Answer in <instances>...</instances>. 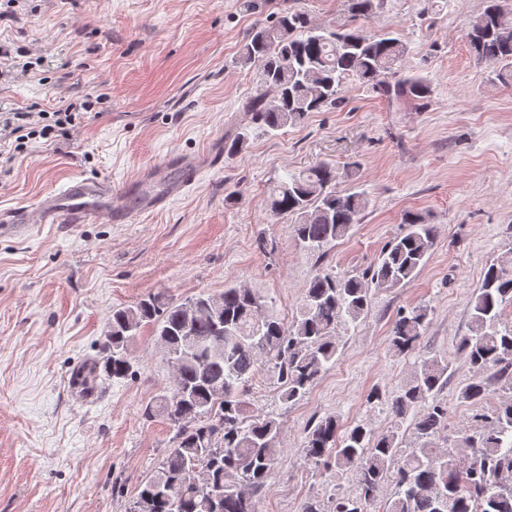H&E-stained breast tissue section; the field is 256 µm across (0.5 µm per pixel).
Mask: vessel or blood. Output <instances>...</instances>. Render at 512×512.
Returning a JSON list of instances; mask_svg holds the SVG:
<instances>
[{
	"label": "vessel or blood",
	"mask_w": 512,
	"mask_h": 512,
	"mask_svg": "<svg viewBox=\"0 0 512 512\" xmlns=\"http://www.w3.org/2000/svg\"><path fill=\"white\" fill-rule=\"evenodd\" d=\"M180 173V181L171 183L161 193H141L137 208L122 201L127 187L108 180L76 179L59 191L49 193L36 204L34 211L17 210L0 218V234L14 232L29 223L37 224H129L139 215L165 209L198 180L203 166L197 156L174 153L169 157Z\"/></svg>",
	"instance_id": "1"
}]
</instances>
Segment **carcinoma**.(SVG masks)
<instances>
[{
	"instance_id": "1",
	"label": "carcinoma",
	"mask_w": 512,
	"mask_h": 512,
	"mask_svg": "<svg viewBox=\"0 0 512 512\" xmlns=\"http://www.w3.org/2000/svg\"><path fill=\"white\" fill-rule=\"evenodd\" d=\"M348 20L318 26L307 14L288 9L271 22L255 23L239 49L242 64L258 66L259 91L245 102L252 122L267 133L295 125L311 112L343 102L348 84L358 82L399 104L429 97L419 76L403 71L407 45L390 34L371 35L366 23L378 0H345ZM466 40L479 61L507 68L499 79L512 82V11L501 0H485ZM336 169L320 163L272 184L266 203L275 216L291 219L288 229L305 250L322 256L329 243L348 234L369 209L366 192L339 194ZM405 231L389 241L363 272L320 271L306 284L300 318L289 323L261 295L244 286L199 294L178 302L153 294L112 309L93 358L71 374L77 388L98 381L133 379L131 343L152 328L165 358L181 353L171 386L143 408L147 420L161 417L175 430L174 446L139 487L132 512H258L259 493L279 462L280 422L247 413L246 385L262 369L277 374L283 401L302 399L336 363L342 323L357 322L367 310L371 287L395 288L425 265L435 229L408 211ZM512 300V251L490 265L471 305L470 334L457 350L475 373L460 391L474 405L487 401L497 385L512 388V327L501 324L502 306ZM428 310L401 311L392 324L390 350L411 352L421 339ZM448 362L422 361L391 400L392 413L413 414L422 444L404 453L396 431L374 435L357 424L338 435L327 416L311 424L306 456L332 460L338 473L356 479L354 496L336 498L335 512H370L385 479L396 492L387 512H512V397L449 448L435 439L447 428L448 409L438 400ZM222 498L214 500V491Z\"/></svg>"
}]
</instances>
